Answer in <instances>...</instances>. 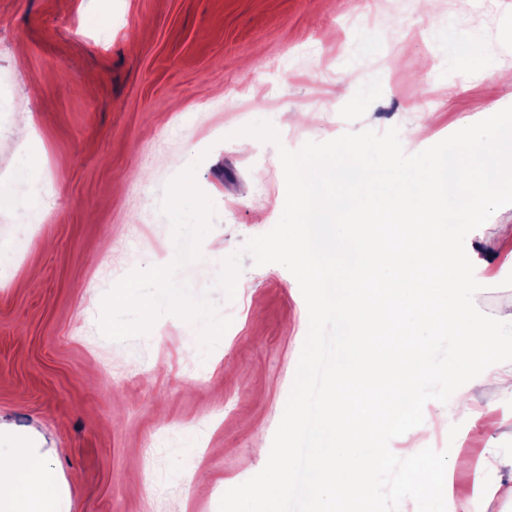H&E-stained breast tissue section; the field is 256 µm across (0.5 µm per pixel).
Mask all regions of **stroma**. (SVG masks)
Wrapping results in <instances>:
<instances>
[{"instance_id": "stroma-1", "label": "stroma", "mask_w": 512, "mask_h": 512, "mask_svg": "<svg viewBox=\"0 0 512 512\" xmlns=\"http://www.w3.org/2000/svg\"><path fill=\"white\" fill-rule=\"evenodd\" d=\"M0 0V446L27 441L68 477L71 512H219L223 493L267 463L309 330L300 286L284 266L254 265L243 248L279 221L285 182L279 148L299 150L347 132L413 130L420 152L512 105V0ZM376 12L361 27L354 8ZM474 51L464 69L458 39ZM253 57L249 72L241 59ZM286 66H278V58ZM364 84L339 93L350 71ZM465 83L448 93L449 84ZM28 99L30 121L16 103ZM434 102V110L422 101ZM314 112L297 138L244 135L282 109ZM214 206L197 267L177 274L209 293L232 323L210 352L202 326L173 314L142 335L107 339L100 327L104 261L131 270L169 265L166 186L188 166ZM35 206L38 223L23 219ZM498 209L466 238L487 266L476 306L512 312V244ZM239 255L233 298L212 290L213 268ZM37 270L36 287L20 281ZM193 355H186L185 346ZM467 408L429 401L423 432L459 425L470 468L449 472L469 512H512L496 495L512 482V396L469 387ZM224 426L205 464L188 422L215 406ZM177 426L155 466L165 487L146 506L141 454L157 422Z\"/></svg>"}]
</instances>
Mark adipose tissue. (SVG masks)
Wrapping results in <instances>:
<instances>
[{"label": "adipose tissue", "mask_w": 512, "mask_h": 512, "mask_svg": "<svg viewBox=\"0 0 512 512\" xmlns=\"http://www.w3.org/2000/svg\"><path fill=\"white\" fill-rule=\"evenodd\" d=\"M65 478L43 462L33 450L8 448L0 451V504L10 512H28L37 503L38 512H70L71 500Z\"/></svg>", "instance_id": "adipose-tissue-1"}]
</instances>
